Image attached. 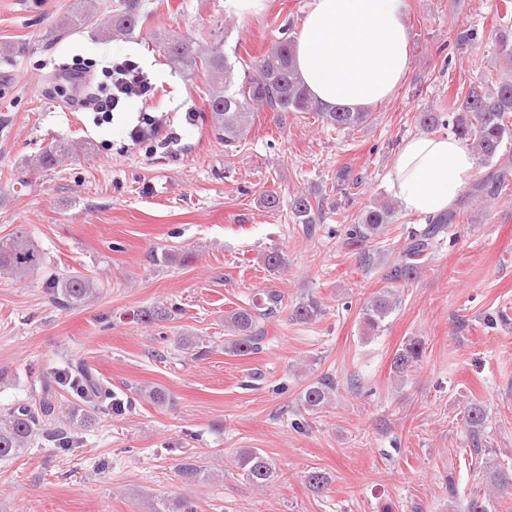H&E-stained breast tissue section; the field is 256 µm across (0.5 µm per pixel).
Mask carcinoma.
<instances>
[{"instance_id":"cac0c4a2","label":"carcinoma","mask_w":512,"mask_h":512,"mask_svg":"<svg viewBox=\"0 0 512 512\" xmlns=\"http://www.w3.org/2000/svg\"><path fill=\"white\" fill-rule=\"evenodd\" d=\"M80 8L61 19L58 32L80 28L91 22L99 8L95 0H78ZM140 19L138 0H121L100 28L103 38L112 33H126L134 29ZM499 54L511 64L496 75L483 74L470 82L467 91H459L448 98V119L439 112H420V126L432 130L440 125L451 126L452 132L483 164L502 157V147L512 142V35L503 31L497 38ZM295 36L292 28L281 30V37L268 51L246 63L231 60L224 54V40L204 46L191 38L172 35L157 45V51L191 73H200L209 87V108L212 128L224 144L233 143L250 124L254 111L266 108L272 112H314L322 122L338 131H350L363 124L365 112H352L345 107H326L316 101L301 81L295 69L293 53ZM73 150L58 145L40 156L41 167L53 169L72 158ZM292 213L301 224L315 223L314 203L305 196H297L291 204ZM395 209L384 202L368 206L355 224L346 232L348 239L365 242L378 236L384 225L391 223ZM457 214L449 212L431 218L426 228L409 232L404 247L388 267L385 280L389 286L379 290L364 303L360 319L367 331L381 329L386 318L399 303L398 288L414 281L421 273L422 260L428 257L434 240L455 223ZM42 256L28 233L19 231L6 240H0V275L22 279L37 271ZM58 304L77 306L99 292L93 280L85 276H70L51 284ZM281 305V294L276 290L265 292V298L249 308L240 307L224 316L231 338L224 341V352L230 356H249L261 353L269 345L268 325ZM324 314L322 303L313 296L301 298L292 308L291 320L310 325ZM425 347L419 340H410L401 346L392 358V372L406 376L423 359ZM68 386L76 397L92 411L123 410V402L112 392L109 384L96 376L80 362L68 367L64 375L42 384L32 403H18L0 413V460L15 457L30 447L37 438L51 442L58 448L72 445L67 423L74 420L78 408L67 407L56 385ZM336 392L333 379L323 377L310 384L301 394L302 406L318 411L329 403ZM487 414L484 404L472 401L466 407L464 422L472 445L475 463L481 465L483 493H473L467 505L468 512H492L493 497L512 489V466L491 458L494 450L486 447L484 433ZM242 476L257 488H264L275 478V468L258 448H242L236 455ZM181 476L191 482L205 479L206 468L196 462L179 465ZM305 482L317 494L324 493L329 477L320 470L307 473ZM153 512H197L189 502L161 500Z\"/></svg>"}]
</instances>
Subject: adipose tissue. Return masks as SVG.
<instances>
[{"label":"adipose tissue","instance_id":"obj_1","mask_svg":"<svg viewBox=\"0 0 512 512\" xmlns=\"http://www.w3.org/2000/svg\"><path fill=\"white\" fill-rule=\"evenodd\" d=\"M409 40L405 0H312L295 67L323 104L363 112L391 99L404 81ZM475 163L453 137L414 135L397 151L388 184L406 211L433 216L454 205Z\"/></svg>","mask_w":512,"mask_h":512}]
</instances>
